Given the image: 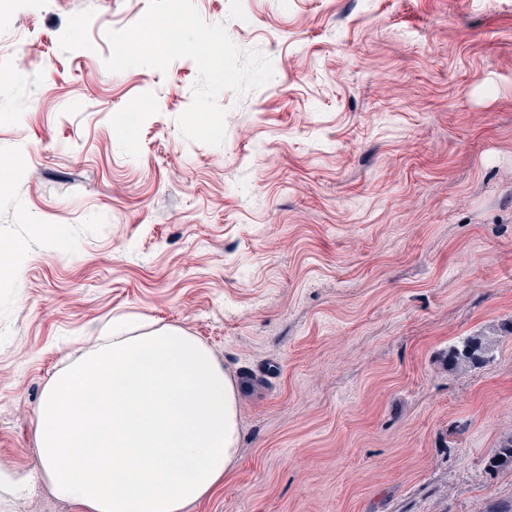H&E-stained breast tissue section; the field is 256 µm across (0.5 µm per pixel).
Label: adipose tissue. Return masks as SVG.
Listing matches in <instances>:
<instances>
[{"label":"adipose tissue","mask_w":512,"mask_h":512,"mask_svg":"<svg viewBox=\"0 0 512 512\" xmlns=\"http://www.w3.org/2000/svg\"><path fill=\"white\" fill-rule=\"evenodd\" d=\"M238 381L176 326L106 341L46 383L36 448L76 512H186L223 485L238 442Z\"/></svg>","instance_id":"1"}]
</instances>
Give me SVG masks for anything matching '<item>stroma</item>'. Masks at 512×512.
Instances as JSON below:
<instances>
[{"mask_svg": "<svg viewBox=\"0 0 512 512\" xmlns=\"http://www.w3.org/2000/svg\"><path fill=\"white\" fill-rule=\"evenodd\" d=\"M194 3L273 65L219 95V146L180 130L192 59L105 67L149 0H0V246L29 245L0 279V464L34 479L8 512H73L35 411L121 317L242 385L232 473L187 512L512 506L486 467L512 437V0ZM466 336L489 362L448 370Z\"/></svg>", "mask_w": 512, "mask_h": 512, "instance_id": "obj_1", "label": "stroma"}]
</instances>
